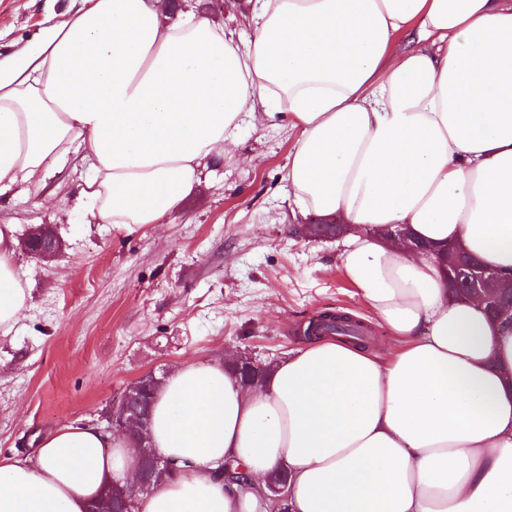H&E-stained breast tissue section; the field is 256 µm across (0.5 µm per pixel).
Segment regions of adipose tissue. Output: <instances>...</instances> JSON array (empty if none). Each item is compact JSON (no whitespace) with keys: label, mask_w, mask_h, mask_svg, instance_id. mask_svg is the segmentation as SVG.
Here are the masks:
<instances>
[{"label":"adipose tissue","mask_w":512,"mask_h":512,"mask_svg":"<svg viewBox=\"0 0 512 512\" xmlns=\"http://www.w3.org/2000/svg\"><path fill=\"white\" fill-rule=\"evenodd\" d=\"M0 59V191L80 156L93 224H159L236 143L244 117L296 136L298 207L354 225L340 263L401 346L382 359L319 337L252 392L218 360L173 368L149 432L179 476L138 512H512V327L455 299L434 258L384 242L458 243L512 274V0H253L246 44L166 0H86ZM413 46L400 48L402 33ZM0 225V333L28 295ZM238 460L247 488L225 489ZM121 436L64 426L0 459V512H86L134 478Z\"/></svg>","instance_id":"1"}]
</instances>
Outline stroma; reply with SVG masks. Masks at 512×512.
Instances as JSON below:
<instances>
[{
  "label": "stroma",
  "mask_w": 512,
  "mask_h": 512,
  "mask_svg": "<svg viewBox=\"0 0 512 512\" xmlns=\"http://www.w3.org/2000/svg\"><path fill=\"white\" fill-rule=\"evenodd\" d=\"M207 2L194 0L195 11L247 42V0H224L218 12ZM82 4L0 0V58ZM294 143L286 129L243 123L237 145L208 162L198 192L162 223L132 231L88 223L76 157L46 183L0 192V224L16 227L13 263L28 294L0 335V455L31 456L39 436L75 422L102 425L113 396L143 373L229 353L279 359L305 344L325 312L362 321L380 357L397 350L345 277L341 243L295 232L307 217L284 180ZM41 226L59 242L48 262L24 247Z\"/></svg>",
  "instance_id": "35a3bbf8"
}]
</instances>
